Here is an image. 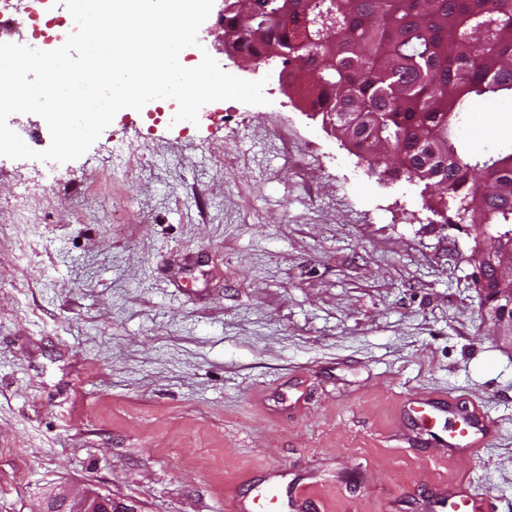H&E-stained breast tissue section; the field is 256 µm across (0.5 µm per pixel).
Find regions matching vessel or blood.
<instances>
[{
	"label": "vessel or blood",
	"mask_w": 512,
	"mask_h": 512,
	"mask_svg": "<svg viewBox=\"0 0 512 512\" xmlns=\"http://www.w3.org/2000/svg\"><path fill=\"white\" fill-rule=\"evenodd\" d=\"M412 418L416 427L442 447L468 452L484 447L496 432L494 419L477 403L463 407L440 402L432 395L413 396ZM450 512H494V502L488 496L458 493L449 496Z\"/></svg>",
	"instance_id": "obj_1"
}]
</instances>
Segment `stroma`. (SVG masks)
<instances>
[{
    "instance_id": "35a3bbf8",
    "label": "stroma",
    "mask_w": 512,
    "mask_h": 512,
    "mask_svg": "<svg viewBox=\"0 0 512 512\" xmlns=\"http://www.w3.org/2000/svg\"><path fill=\"white\" fill-rule=\"evenodd\" d=\"M197 122L120 110L80 158L0 157V512L90 488L139 512H512V349L481 308L475 231L383 180L279 84ZM512 149V101L457 127ZM478 402L473 453L407 396ZM453 512H494L493 499L484 495L460 492L448 497L446 506Z\"/></svg>"
}]
</instances>
